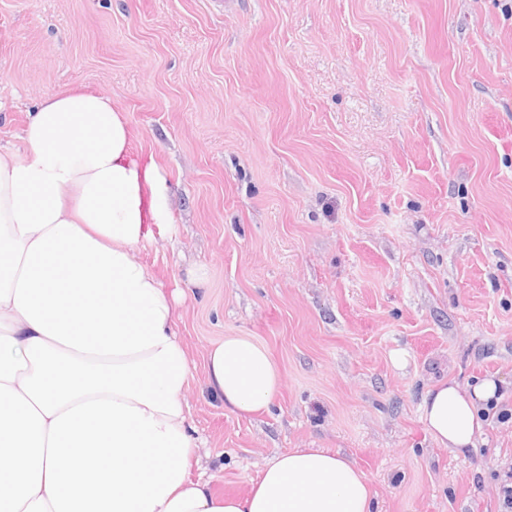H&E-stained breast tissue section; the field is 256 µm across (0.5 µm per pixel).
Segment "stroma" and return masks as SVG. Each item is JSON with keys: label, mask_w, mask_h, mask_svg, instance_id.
Here are the masks:
<instances>
[{"label": "stroma", "mask_w": 512, "mask_h": 512, "mask_svg": "<svg viewBox=\"0 0 512 512\" xmlns=\"http://www.w3.org/2000/svg\"><path fill=\"white\" fill-rule=\"evenodd\" d=\"M72 89L168 178L174 238L136 261L169 288L206 275L175 312L191 476L240 495L323 448L377 512H499L512 420L461 455L421 404L491 379L512 408V0H0V145ZM227 336L269 352V409L208 389Z\"/></svg>", "instance_id": "obj_1"}]
</instances>
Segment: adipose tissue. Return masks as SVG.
Listing matches in <instances>:
<instances>
[{
    "label": "adipose tissue",
    "instance_id": "obj_1",
    "mask_svg": "<svg viewBox=\"0 0 512 512\" xmlns=\"http://www.w3.org/2000/svg\"><path fill=\"white\" fill-rule=\"evenodd\" d=\"M23 140L20 154L0 147V512H374L356 463L320 448L277 455L242 496L189 478L178 295L134 259L172 234L166 178L98 93L43 98ZM207 384L248 414L270 407L281 376L266 349L228 336ZM496 391L432 386L429 433L468 451Z\"/></svg>",
    "mask_w": 512,
    "mask_h": 512
}]
</instances>
